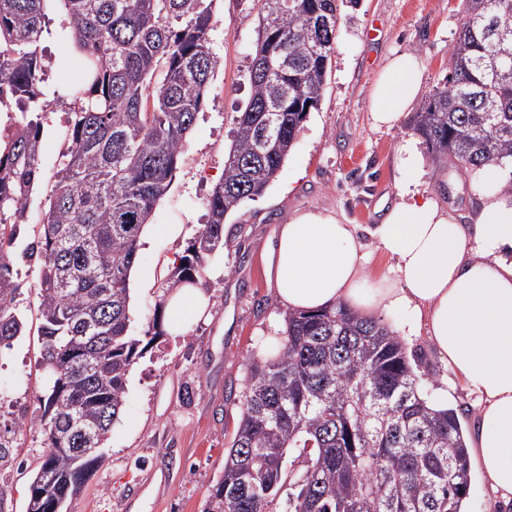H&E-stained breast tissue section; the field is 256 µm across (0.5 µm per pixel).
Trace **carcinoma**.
I'll use <instances>...</instances> for the list:
<instances>
[{
	"label": "carcinoma",
	"mask_w": 512,
	"mask_h": 512,
	"mask_svg": "<svg viewBox=\"0 0 512 512\" xmlns=\"http://www.w3.org/2000/svg\"><path fill=\"white\" fill-rule=\"evenodd\" d=\"M288 2V7L281 3ZM46 0H0V108L23 122L0 141V347L25 333L14 245L41 181ZM215 0H61L85 81L70 89L69 146L53 175L35 285L48 388L35 420L49 452L26 512H65L101 458L124 402L141 337L131 331L130 275L140 235L165 194L217 66ZM338 0H257L251 97L235 119L208 220L162 285L159 305L203 285L224 247L226 216L279 175L317 108L336 42ZM450 73L415 130L434 160L469 171L512 157V0H464ZM277 354L248 363L241 417L204 512H462L471 463L454 408L430 406L416 360L375 318L346 308L288 312ZM65 380L66 389L56 392ZM300 449L298 467L285 464Z\"/></svg>",
	"instance_id": "carcinoma-1"
}]
</instances>
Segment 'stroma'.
<instances>
[{
    "label": "stroma",
    "mask_w": 512,
    "mask_h": 512,
    "mask_svg": "<svg viewBox=\"0 0 512 512\" xmlns=\"http://www.w3.org/2000/svg\"><path fill=\"white\" fill-rule=\"evenodd\" d=\"M46 12L45 86L53 102L44 121L42 174L48 180L65 149L67 88L81 79L83 61L71 46L59 0H48ZM462 21V0H342L317 110L307 116L278 180L228 214L224 247L205 264L208 315L185 333L146 343L103 458L68 512H203L240 419L247 364L283 330L285 310L265 267L280 225L315 207L349 224L379 223L380 207L396 197L397 150L414 131L407 120L394 129L375 126L368 110L374 82L392 53L410 52L424 68L422 91L430 93L448 74ZM213 25L211 47L220 65L170 186L142 233L130 276L139 336L164 314L159 285L207 220L206 198L224 176L234 119L251 94L255 0H216ZM423 182L459 223H468L474 198L467 171L449 160H429ZM38 276L36 261H15L16 304L31 332L0 351V512H25L32 476L48 451L43 429L32 421L46 391ZM403 343L430 402L452 395L463 423L471 424L473 396L426 336H407Z\"/></svg>",
    "instance_id": "35a3bbf8"
}]
</instances>
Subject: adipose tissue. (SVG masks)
<instances>
[{
	"label": "adipose tissue",
	"instance_id": "ef3b65f1",
	"mask_svg": "<svg viewBox=\"0 0 512 512\" xmlns=\"http://www.w3.org/2000/svg\"><path fill=\"white\" fill-rule=\"evenodd\" d=\"M422 82L415 54L391 56L369 99L374 121L399 125ZM423 166L418 140L405 139L397 156L405 182L375 229L395 278L367 287L368 254L355 226L319 208L281 225L267 255L269 284L292 311L341 305L374 318L402 314L409 330L425 326L440 358L478 396L469 446L495 500L512 503V158L471 172L478 203L466 226L429 192L410 190ZM208 307L202 289L179 288L165 307L168 330L182 332Z\"/></svg>",
	"mask_w": 512,
	"mask_h": 512
}]
</instances>
